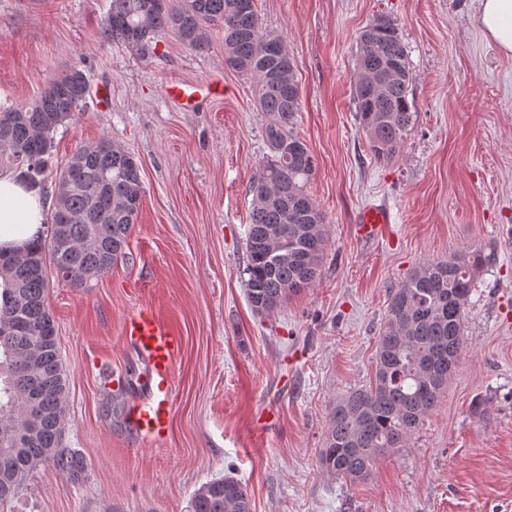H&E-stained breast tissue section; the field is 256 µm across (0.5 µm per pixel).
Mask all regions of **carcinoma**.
I'll return each instance as SVG.
<instances>
[{
	"mask_svg": "<svg viewBox=\"0 0 512 512\" xmlns=\"http://www.w3.org/2000/svg\"><path fill=\"white\" fill-rule=\"evenodd\" d=\"M224 30V62L254 80L266 113L269 156L250 186L246 237L247 298L269 313L317 279L326 217L307 192L315 162L293 130L300 89L283 40L264 31L255 0H110L103 32L142 48L175 30L194 49L209 27ZM353 97L362 132L379 161L395 158L416 120L413 81L398 29L380 18L360 35ZM91 98L73 66L33 102L0 109V166L38 184L51 168L53 134ZM56 203L46 231L20 254L0 248V500L28 474L50 464L73 479L84 458L62 446L66 380L54 320L46 307L50 278L74 288L108 271L126 254L141 200L139 162L108 139L78 148L56 167ZM468 246L429 261L392 292L375 353V375L336 401L320 468L333 477L366 479L380 456L406 446L438 405L464 350L465 304L486 265ZM191 512H251L242 484L216 478L193 495Z\"/></svg>",
	"mask_w": 512,
	"mask_h": 512,
	"instance_id": "1",
	"label": "carcinoma"
}]
</instances>
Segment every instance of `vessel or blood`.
Instances as JSON below:
<instances>
[{
  "label": "vessel or blood",
  "instance_id": "vessel-or-blood-1",
  "mask_svg": "<svg viewBox=\"0 0 512 512\" xmlns=\"http://www.w3.org/2000/svg\"><path fill=\"white\" fill-rule=\"evenodd\" d=\"M217 92L213 81L195 87L173 84L166 89L167 97L186 109L197 108ZM392 222L390 209L383 205L369 206L356 217L359 234L367 238L384 236ZM123 336L146 361L148 396L132 412L134 428L141 437H161L172 415V365L178 350L177 335L153 311L140 310L127 318Z\"/></svg>",
  "mask_w": 512,
  "mask_h": 512
}]
</instances>
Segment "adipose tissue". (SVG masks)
I'll return each mask as SVG.
<instances>
[{
	"label": "adipose tissue",
	"instance_id": "adipose-tissue-1",
	"mask_svg": "<svg viewBox=\"0 0 512 512\" xmlns=\"http://www.w3.org/2000/svg\"><path fill=\"white\" fill-rule=\"evenodd\" d=\"M479 20L485 35L512 55V0H479ZM48 204L38 188L19 173L0 170V246L20 249L30 242L44 220Z\"/></svg>",
	"mask_w": 512,
	"mask_h": 512
}]
</instances>
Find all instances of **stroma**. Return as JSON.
I'll use <instances>...</instances> for the list:
<instances>
[{
	"mask_svg": "<svg viewBox=\"0 0 512 512\" xmlns=\"http://www.w3.org/2000/svg\"><path fill=\"white\" fill-rule=\"evenodd\" d=\"M478 5L256 0L294 62V130L327 218L316 281L260 315L243 268L266 118L252 80L224 63L223 30L199 50L168 30L142 53L105 41L109 0H0V108L35 100L80 64L110 102L57 128L56 159L106 138L136 158L142 182L126 259L87 288L51 281L46 297L67 384L63 444L85 475L37 466L0 512H188L218 477L246 488L252 512H512V56L483 34ZM381 17L407 46L417 114L388 162L375 160L353 100L358 37ZM210 80L224 92L202 111L165 95L168 82ZM380 203L395 217L387 237L361 238L357 211ZM469 245L487 263L439 404L366 480L322 471L337 399L374 376L392 291ZM144 306L179 337L172 417L155 441L130 423L145 361L122 335Z\"/></svg>",
	"mask_w": 512,
	"mask_h": 512,
	"instance_id": "stroma-1",
	"label": "stroma"
}]
</instances>
